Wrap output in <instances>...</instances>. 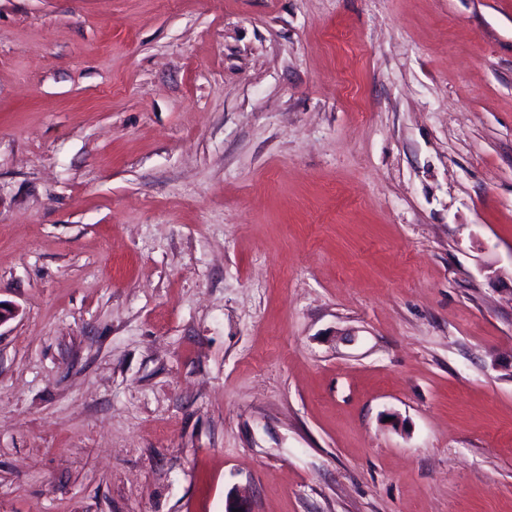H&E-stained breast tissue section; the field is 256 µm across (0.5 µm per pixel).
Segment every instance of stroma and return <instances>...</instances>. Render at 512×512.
I'll list each match as a JSON object with an SVG mask.
<instances>
[{"label":"stroma","mask_w":512,"mask_h":512,"mask_svg":"<svg viewBox=\"0 0 512 512\" xmlns=\"http://www.w3.org/2000/svg\"><path fill=\"white\" fill-rule=\"evenodd\" d=\"M0 512H512V0H0Z\"/></svg>","instance_id":"35a3bbf8"}]
</instances>
